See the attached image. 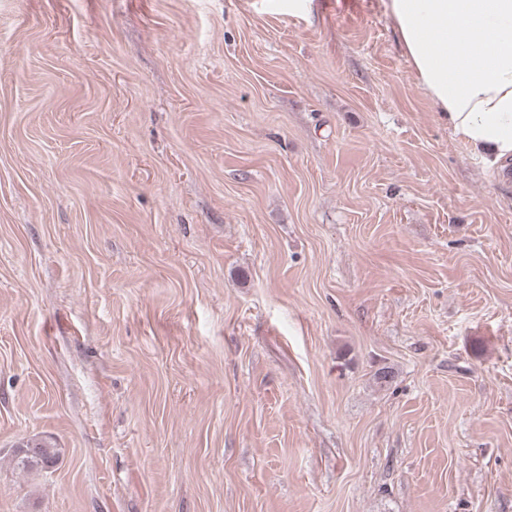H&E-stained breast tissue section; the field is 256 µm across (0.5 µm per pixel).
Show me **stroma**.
Segmentation results:
<instances>
[{"mask_svg":"<svg viewBox=\"0 0 512 512\" xmlns=\"http://www.w3.org/2000/svg\"><path fill=\"white\" fill-rule=\"evenodd\" d=\"M288 2L0 0V512H512V178ZM59 456L60 450L50 437H35L17 447L13 461L21 471H47L56 465Z\"/></svg>","mask_w":512,"mask_h":512,"instance_id":"obj_1","label":"stroma"}]
</instances>
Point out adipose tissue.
<instances>
[{
  "mask_svg": "<svg viewBox=\"0 0 512 512\" xmlns=\"http://www.w3.org/2000/svg\"><path fill=\"white\" fill-rule=\"evenodd\" d=\"M406 52L455 135L512 161V0H391Z\"/></svg>",
  "mask_w": 512,
  "mask_h": 512,
  "instance_id": "adipose-tissue-1",
  "label": "adipose tissue"
}]
</instances>
